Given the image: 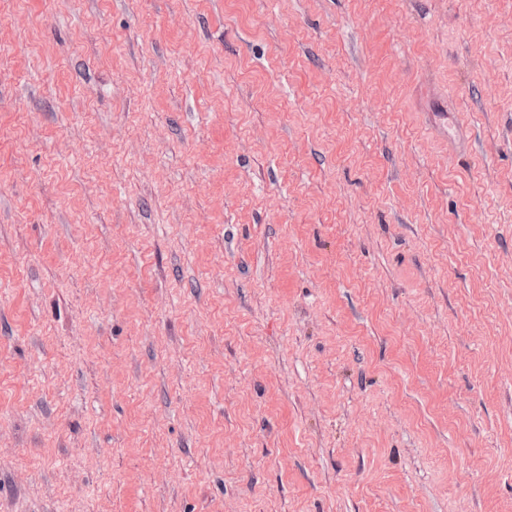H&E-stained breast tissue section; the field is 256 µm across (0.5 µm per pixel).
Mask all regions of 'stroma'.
<instances>
[{
	"label": "stroma",
	"mask_w": 512,
	"mask_h": 512,
	"mask_svg": "<svg viewBox=\"0 0 512 512\" xmlns=\"http://www.w3.org/2000/svg\"><path fill=\"white\" fill-rule=\"evenodd\" d=\"M0 512H512V0H0Z\"/></svg>",
	"instance_id": "stroma-1"
}]
</instances>
